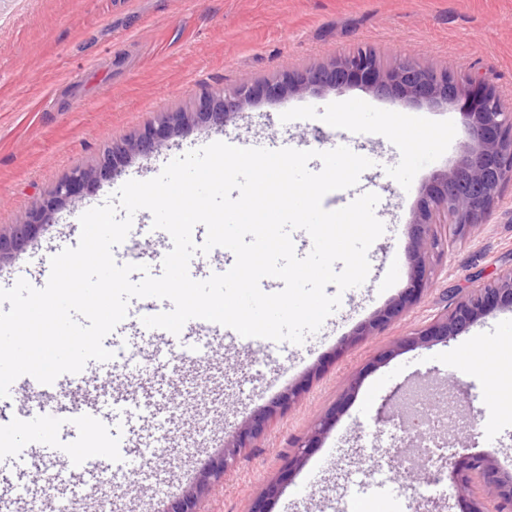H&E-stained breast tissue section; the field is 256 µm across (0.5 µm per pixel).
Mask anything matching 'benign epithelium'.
Listing matches in <instances>:
<instances>
[{"mask_svg":"<svg viewBox=\"0 0 512 512\" xmlns=\"http://www.w3.org/2000/svg\"><path fill=\"white\" fill-rule=\"evenodd\" d=\"M355 83L395 102L459 105L464 116L461 158L425 189L409 224L407 251L413 268L410 282L401 299L358 332L360 336L373 335L423 291L433 257L443 255L434 226L450 224L459 237L471 233L489 215L505 182L512 179V111L503 107L498 91L480 79L463 82L446 71L425 68L415 60L386 67L370 47H359L329 63L303 70L287 66L272 80L242 82L230 91L205 94L195 100L194 111L173 112L164 121L144 127L120 147L104 150L92 169L75 170L59 181L49 197L32 209L26 222L15 225L8 233L0 231V263L25 248L43 226L47 211L66 204L80 187L95 179L116 175L131 155L157 150L189 122L222 130L244 105L260 96L278 98L310 87L337 90ZM494 309L512 310V265L497 270L490 280L457 297L431 322L407 336L404 343L429 347L446 342ZM297 397L298 392L290 389L255 415L205 465L196 486L171 501L163 512H202L203 498L236 467L242 449L253 447V440L267 429L273 416L287 409ZM331 420L329 414L321 418L305 439L297 443L296 451L288 458L291 466L296 468L303 463L307 449L314 447ZM454 486L458 496L469 500L467 512H512V473L500 474L495 461L485 454L470 452L462 456ZM281 491L280 482L268 483L251 512H266L264 502Z\"/></svg>","mask_w":512,"mask_h":512,"instance_id":"benign-epithelium-1","label":"benign epithelium"}]
</instances>
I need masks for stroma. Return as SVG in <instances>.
I'll list each match as a JSON object with an SVG mask.
<instances>
[{"mask_svg":"<svg viewBox=\"0 0 512 512\" xmlns=\"http://www.w3.org/2000/svg\"><path fill=\"white\" fill-rule=\"evenodd\" d=\"M360 45L373 47L387 66L412 58L461 80H484L512 109V0H0V230L23 223L73 169L91 167L105 148L145 125L190 110L201 94L275 77L287 65L326 63ZM350 104L373 114L375 125L345 122ZM391 112L411 129L434 127L450 136L407 157L403 139L383 129ZM216 141L269 150L347 144L371 159L375 215L385 230L368 251L364 287L341 293L327 286V294H341V305L304 343L277 342L266 350L221 336L201 362L181 361V337L155 338L136 316L141 299H132L118 340L140 353L146 370L120 373L92 360L79 382L50 392L16 379L13 400L0 403V439L35 448L25 461L0 466V491L14 488L47 510L65 504L69 512H162L225 440L291 387L299 388L298 399L242 452L223 488L203 502L204 512H249L265 485L278 479L282 492L267 502L268 512H330L346 487L369 497L371 512H393V501L370 490L391 458V428L406 419L415 399L436 392L446 394L458 416L448 437L453 450L484 452L512 472V415L499 416L487 401L493 378L464 365L470 339L496 340L512 324V310H494L429 348L403 344L453 293L512 263V182L485 223L449 245L417 302L376 335L357 336L407 286V226L426 186L461 155L459 107L394 102L361 87L311 89L275 101L258 98L221 132L184 126L158 151L133 156L120 174L80 188L55 210L15 259L0 264V288L21 278L43 288L51 257L77 246L85 211L128 180L152 179L170 160ZM152 224L151 213L137 212L129 237L157 277L172 239ZM354 374L359 386L344 394L343 381ZM92 405L110 439L139 442L144 471L127 482L105 464L90 489L66 471L61 479L69 490L59 496L44 478L51 468L46 449L84 447L86 428L76 414ZM329 412L332 425L304 466L288 470L295 442Z\"/></svg>","mask_w":512,"mask_h":512,"instance_id":"1","label":"stroma"}]
</instances>
